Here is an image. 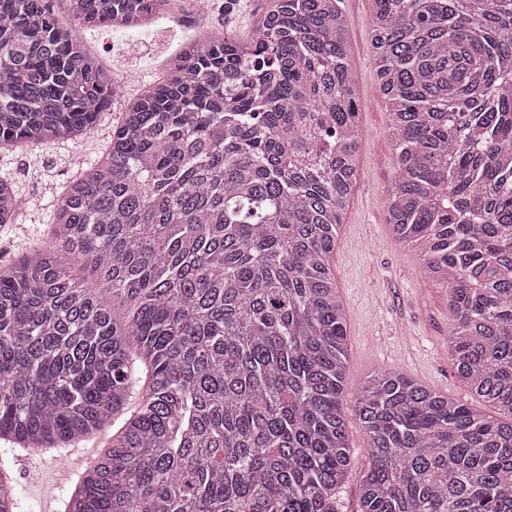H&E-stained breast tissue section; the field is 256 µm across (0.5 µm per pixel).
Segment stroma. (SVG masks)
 I'll return each instance as SVG.
<instances>
[{"label":"stroma","instance_id":"obj_1","mask_svg":"<svg viewBox=\"0 0 512 512\" xmlns=\"http://www.w3.org/2000/svg\"><path fill=\"white\" fill-rule=\"evenodd\" d=\"M194 0L206 25L248 40L265 0ZM360 86L359 124L363 131L353 191L329 259L345 308L348 355L346 401H353L378 371L393 369L469 406L476 399L463 389L451 365L448 334L452 319L445 283L425 278L417 250L395 239L387 222L395 175L388 101L377 88L371 48L372 0H341ZM190 24L173 21L150 35H123L120 27L84 32L87 49L125 82V90L101 114L96 128L78 139L59 138L40 146L0 149V177L11 180L25 201L15 223L0 228V265L16 262L49 232L55 203L74 177L102 157L127 103L164 74ZM352 473L336 494L339 512H360L358 476L366 467V438L356 420L348 422ZM58 448L31 450L13 446L0 451L18 486L16 512H64V494L76 475L67 472Z\"/></svg>","mask_w":512,"mask_h":512}]
</instances>
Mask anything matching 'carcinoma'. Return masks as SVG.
Here are the masks:
<instances>
[{"label": "carcinoma", "instance_id": "carcinoma-1", "mask_svg": "<svg viewBox=\"0 0 512 512\" xmlns=\"http://www.w3.org/2000/svg\"><path fill=\"white\" fill-rule=\"evenodd\" d=\"M60 2L69 25L53 0H0V148L80 138L118 95L78 29L184 9ZM268 2L247 41H185L65 187L46 241L0 266V440L61 448L122 419L65 512H338L351 414L360 512H512V421L387 369L344 406L329 257L359 87L337 0ZM371 43L388 224L447 284L459 384L512 418V0H373ZM20 208L1 178L0 227ZM5 490L16 512L0 466Z\"/></svg>", "mask_w": 512, "mask_h": 512}]
</instances>
